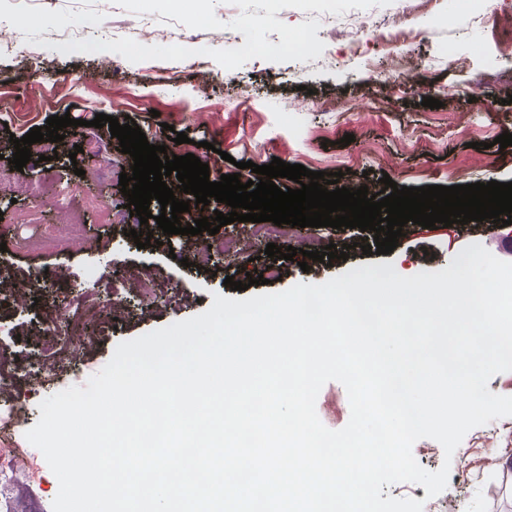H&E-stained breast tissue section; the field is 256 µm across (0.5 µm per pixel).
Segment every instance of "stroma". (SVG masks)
<instances>
[{
    "instance_id": "35a3bbf8",
    "label": "stroma",
    "mask_w": 512,
    "mask_h": 512,
    "mask_svg": "<svg viewBox=\"0 0 512 512\" xmlns=\"http://www.w3.org/2000/svg\"><path fill=\"white\" fill-rule=\"evenodd\" d=\"M458 0H435L432 10L404 7L402 0L368 8L385 26L356 39L335 35L320 27L317 36L327 48L307 62H268L253 59L228 70L209 57L180 62L147 60L128 62L113 55L112 65L98 68L93 53L63 54L52 49L54 30L84 16L100 14L91 29L95 39L140 38L148 31L177 28L175 19L159 13L134 14L121 7L101 12L99 0H41L36 15L14 22L15 0H0V154L12 157V137L45 125L53 115H70L80 127L63 128L67 146L88 137L102 141L99 154H77L50 161L30 159L21 180L32 184L53 179L56 188L81 191L126 205L119 175L129 172L131 161L108 128L92 127L96 114L134 119L149 143L165 146L168 154L188 153L209 166L211 180L236 173L241 161L258 165L280 158L312 171L340 173V185L365 179L381 191L382 176L398 186L466 185L476 182H512V146L499 148L493 141L512 134V67L502 51L512 49V0H481L475 11L458 7ZM92 82H83L85 72ZM441 101V108L424 107L426 98ZM187 134L176 144L169 131ZM353 135L342 145L344 135ZM102 169L100 181L87 182L83 170ZM39 207L47 223L62 217L50 196L0 200V266L16 279L39 269L53 268L60 279L47 295L63 299L69 292L96 283L110 271L128 267L155 271L177 289L179 305L158 300L142 308L137 295L127 297L117 325L96 328L93 339L80 352L74 368L57 372L55 390L85 385L113 356L119 343L134 339L207 310L214 294L248 298L285 291L299 283L321 284L351 269L391 264L396 270L433 272L473 243L497 240L488 223L453 224L448 228L414 226L410 238L399 241L392 253L365 255L363 245L373 243V231L320 227L308 235L320 245L349 244L348 260L326 265L311 262L302 271L296 262L281 261L280 279L242 291L225 287L226 277L245 280L258 275L262 261L227 267L211 262L208 269L186 267L182 258L198 244L191 235L166 236L155 217L159 202H151V222L129 227L102 224L95 214L85 217V236L94 251L73 244L67 251H20L14 246V215ZM153 234L154 245L137 248L129 230ZM32 299L37 291H30ZM14 301L10 289L0 290V353L19 371L33 370L31 338L39 320L38 308ZM321 422L329 429L345 427L350 404L345 387L326 383L316 401ZM447 492L427 498L423 486L398 483L382 493L422 501L423 512H512V417L471 429L456 449Z\"/></svg>"
}]
</instances>
